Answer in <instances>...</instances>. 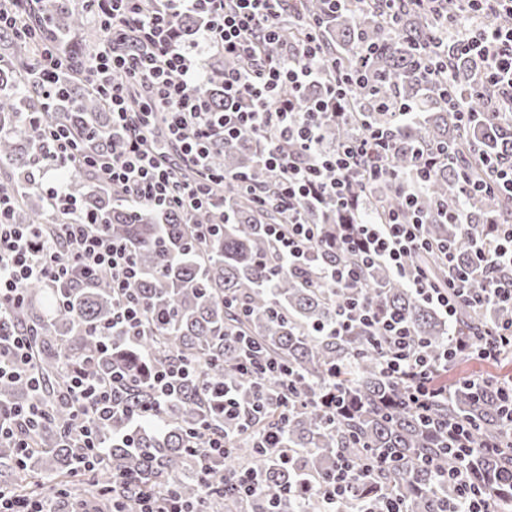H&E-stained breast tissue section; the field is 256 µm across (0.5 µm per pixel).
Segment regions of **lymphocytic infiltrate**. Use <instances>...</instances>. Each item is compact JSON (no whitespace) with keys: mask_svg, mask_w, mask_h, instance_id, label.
Returning <instances> with one entry per match:
<instances>
[{"mask_svg":"<svg viewBox=\"0 0 512 512\" xmlns=\"http://www.w3.org/2000/svg\"><path fill=\"white\" fill-rule=\"evenodd\" d=\"M84 2L103 38L82 67L108 106L112 133L120 138L121 148L112 153L84 150L79 146L84 138L81 126L55 123L47 113L34 119L46 151V167L59 175L47 194L63 208L67 220L51 232L40 224L14 223V202L0 194V316L21 307L33 286L63 290L104 276L122 294L136 277V261L127 245L95 229L90 214L67 192L64 174L80 168L96 171L137 203L175 208L186 215L217 206L213 185L235 184L258 208L287 212V223L268 225L267 233L277 251L291 261L305 259L324 244L323 225L309 223L304 214L334 198L347 218L335 245L354 257L353 262L323 271L326 282L341 291L334 330L345 336L360 324L381 337L386 344L382 370L403 385L404 405L419 415H426L446 393L439 378L449 363L464 358L493 364L512 355V323L496 324L472 336H452L432 351L394 314L379 312L356 296L364 268L384 263L446 318H453L467 302L512 306V281L501 277L504 269H512V225H488L477 244L471 262L484 272L481 283H474L448 251L443 254L448 269L444 281L435 280L427 268L410 264L413 254L430 248L417 212L423 183L401 182L407 210L390 212L383 224L372 221L353 196V183L369 189L391 178L385 162L398 146L392 130L368 123L354 139L334 144L325 140V124L356 107L359 86L351 75L337 73L335 65L325 61L317 18H297L303 31L300 42L270 55L264 46L278 39L282 17L294 0ZM471 2L474 17L452 16L431 31L433 54L418 70L424 78L448 81L453 77L451 59L460 54L478 56L482 66L475 79L476 93L485 97L489 110L512 111V28L497 21L501 10L512 12V0ZM187 15L202 19L195 38L188 42L177 34ZM215 55L240 62L239 68L224 73L220 112L203 89V64ZM133 85L144 89V107L133 105L129 95ZM247 133L255 137L258 159L277 176L272 192L254 188L245 175L224 174L212 165L217 148ZM147 322L139 303L122 295L111 323L95 334L104 342L120 329L133 338L143 334ZM7 342L11 352L0 355V380L25 381L34 397L0 410V443L25 455L46 409L29 336L19 330ZM63 372L64 396L72 407L67 428L81 436L79 462L92 469L105 454L97 437L118 410L112 392L127 374L116 370L97 378L69 365ZM429 426L443 454L458 461L443 476L455 491L452 512H495L480 480L463 462L476 448L486 455L499 454V443L478 438L464 423L433 419ZM388 464L387 456L375 453L356 462L338 459L335 474L318 488L327 512H339L364 479Z\"/></svg>","mask_w":512,"mask_h":512,"instance_id":"obj_1","label":"lymphocytic infiltrate"}]
</instances>
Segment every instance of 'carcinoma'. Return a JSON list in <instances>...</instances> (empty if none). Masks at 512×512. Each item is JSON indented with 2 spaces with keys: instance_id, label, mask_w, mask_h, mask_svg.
Wrapping results in <instances>:
<instances>
[{
  "instance_id": "1",
  "label": "carcinoma",
  "mask_w": 512,
  "mask_h": 512,
  "mask_svg": "<svg viewBox=\"0 0 512 512\" xmlns=\"http://www.w3.org/2000/svg\"><path fill=\"white\" fill-rule=\"evenodd\" d=\"M321 0H303L302 12L323 19L326 56L346 71L362 70L368 85L361 90L364 113L351 112L327 128V139L350 140L358 135L361 119L372 125L391 127L402 146L388 166L408 177L415 172L412 153L421 147L447 152L452 163L431 172L421 195L428 214L427 237L446 243L458 263L466 264L474 237L483 225L512 216V196L473 194L463 197L459 179L465 173L474 180L482 174L480 156L491 160L512 156V122L487 111L485 102L473 94L472 81L481 62L475 56L453 60L455 81L451 85L425 84L416 78L418 63L430 29L444 18L407 8L396 29L389 31L379 16V5L364 4L361 11L348 9L331 17L322 14ZM44 21L42 35L63 47L71 67L53 98L54 116L65 120L70 113L94 135L95 147L112 151L109 110L96 86L84 79L78 63L94 48L101 31L90 25L83 10L66 0H42L38 4ZM12 60L0 68V192L17 199L15 217L26 224H60L66 215L47 197L33 202L38 191L35 172L45 166L40 138L26 119L47 111L48 99L41 88L29 83L31 40L3 35ZM374 42L379 49L364 61L359 48ZM237 62L222 56L208 63L207 93L217 108L224 107V71ZM465 98L478 112L475 121L462 124L448 108V94ZM408 105L416 113L398 121L386 102ZM214 168L226 173L245 171L252 182L270 189L275 175L258 163L254 138L241 136L224 145L213 159ZM89 190L75 196L92 211L100 228L124 241L133 253L138 275L128 288L147 311L150 327L132 343L117 334L104 354L96 350L93 330L112 322V284L99 277L65 295L43 287L29 291L21 308L4 322L10 333L21 326L31 334L37 350L35 368L49 394L47 420L38 428L40 447L26 458L17 449L0 445L3 488L15 495L43 497L54 506L66 500L71 508L88 500L118 501L131 493L174 489L183 502L198 505L206 497L209 512H325L317 488L303 495L286 494L290 485L306 477L325 478L336 468L339 457L359 459L368 451L392 454L393 461L382 475L357 488L343 505V512H362L371 507L381 512L387 496L399 497L404 512H438V500L446 490L436 473L448 469V458L434 453L435 441L424 418L400 404L402 387L381 371V349L368 342V333L356 328L347 336L319 333L336 322V290L324 284L318 267L323 261L347 262L344 251L318 250L321 258L290 265L276 252L266 233L268 224H286L288 215L276 208L258 209L247 195L224 186L228 217L208 240H197V229L214 220L211 212L191 217L178 211L155 209L129 202L120 190L109 188L100 176L81 170ZM372 217L380 222L403 204L399 187L389 181L376 184L365 197ZM467 210L471 226L448 224L442 211ZM425 265L434 278L443 281L448 270L432 254L412 257ZM359 297L382 310H396L413 335L436 348L452 334L475 331L489 323L505 321L512 313L500 308L459 307L448 322L432 306L422 302L405 280L383 264L362 273ZM242 336L261 349L264 358L293 372L295 390L288 393L284 377L267 373L256 379L243 373ZM196 358L198 372L182 381L180 392L161 404L158 418L132 432L126 417L112 421L101 436L108 451L93 473L76 478L74 467L80 449L76 436L64 424L71 409L62 397L61 365L68 362L97 376L124 368L131 379L115 390L121 407L138 408L155 403L153 374L176 358ZM336 378L347 412H328L308 397ZM247 408L237 419L224 417L220 390ZM29 398L22 384L0 383V405L9 407ZM288 409V418L281 417ZM495 389L477 393L471 383H454L448 398L434 404L435 419L469 421L478 427L479 438L501 433ZM284 427L282 445L290 449L288 463L281 464L272 451L257 447L256 438L270 429ZM229 435L232 448L212 461L201 460L188 444L212 431ZM131 435L130 445L122 437ZM433 457V465L422 462ZM470 465L484 479L489 501L502 508L501 496L512 493V447L495 457L476 450ZM255 470L261 485L246 502L224 490V477Z\"/></svg>"
}]
</instances>
